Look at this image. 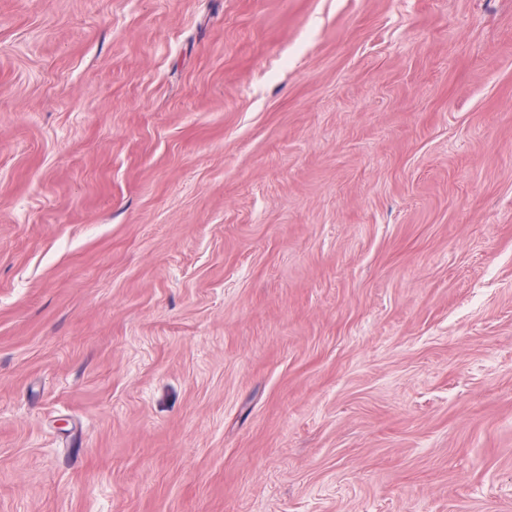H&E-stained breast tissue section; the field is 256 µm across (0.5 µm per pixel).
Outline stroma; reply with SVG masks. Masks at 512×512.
Wrapping results in <instances>:
<instances>
[{
    "label": "stroma",
    "instance_id": "obj_1",
    "mask_svg": "<svg viewBox=\"0 0 512 512\" xmlns=\"http://www.w3.org/2000/svg\"><path fill=\"white\" fill-rule=\"evenodd\" d=\"M0 512H512V0H0Z\"/></svg>",
    "mask_w": 512,
    "mask_h": 512
}]
</instances>
